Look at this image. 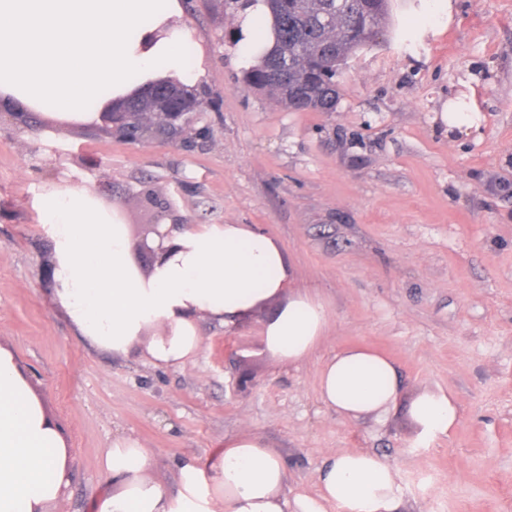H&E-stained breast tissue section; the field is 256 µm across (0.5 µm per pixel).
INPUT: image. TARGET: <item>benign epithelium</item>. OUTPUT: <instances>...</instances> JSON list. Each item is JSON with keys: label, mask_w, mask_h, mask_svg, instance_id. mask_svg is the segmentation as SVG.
I'll use <instances>...</instances> for the list:
<instances>
[{"label": "benign epithelium", "mask_w": 512, "mask_h": 512, "mask_svg": "<svg viewBox=\"0 0 512 512\" xmlns=\"http://www.w3.org/2000/svg\"><path fill=\"white\" fill-rule=\"evenodd\" d=\"M203 104L195 106L192 112H181L173 108L168 112H102L99 121L113 135L131 144L162 139L191 146L196 140L207 136V129L195 128L197 113L202 111ZM162 223L157 221L147 225L142 238L136 243V250L156 262L158 255L149 244L148 236L160 234Z\"/></svg>", "instance_id": "benign-epithelium-1"}]
</instances>
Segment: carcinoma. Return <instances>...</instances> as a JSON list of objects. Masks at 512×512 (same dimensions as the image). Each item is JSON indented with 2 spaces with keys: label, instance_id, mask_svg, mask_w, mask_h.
Here are the masks:
<instances>
[{
  "label": "carcinoma",
  "instance_id": "cac0c4a2",
  "mask_svg": "<svg viewBox=\"0 0 512 512\" xmlns=\"http://www.w3.org/2000/svg\"><path fill=\"white\" fill-rule=\"evenodd\" d=\"M274 48L243 76L245 86L269 92L294 112H334L338 67L374 43L384 30L390 0H267ZM185 104L182 91L159 88L132 107L157 111L165 100Z\"/></svg>",
  "mask_w": 512,
  "mask_h": 512
}]
</instances>
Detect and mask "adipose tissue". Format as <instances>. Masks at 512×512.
<instances>
[{"label":"adipose tissue","mask_w":512,"mask_h":512,"mask_svg":"<svg viewBox=\"0 0 512 512\" xmlns=\"http://www.w3.org/2000/svg\"><path fill=\"white\" fill-rule=\"evenodd\" d=\"M183 0H0V102L66 123L90 124L138 90L172 79L195 86L204 52L184 24ZM245 67L272 48L265 0L238 13ZM39 222L53 242L58 305L80 336L124 357L179 368L202 346L197 318L233 327L273 306L263 323L267 351L280 363L304 361L326 336L324 304L293 291L284 247L248 224H195L154 239L159 259L139 265L128 227L88 189H51L38 199ZM401 393L396 363L366 347L330 356L317 395L337 415L382 420ZM424 438L458 420L454 397L426 392L410 405ZM155 453L116 438L105 465L112 485L91 512H398L397 470L364 450L332 454L319 472L317 496L288 495L280 452L244 431L215 458L178 463V487L150 477ZM70 452L12 348L0 344V512H48L68 483Z\"/></svg>","instance_id":"1"}]
</instances>
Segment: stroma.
<instances>
[{
  "label": "stroma",
  "mask_w": 512,
  "mask_h": 512,
  "mask_svg": "<svg viewBox=\"0 0 512 512\" xmlns=\"http://www.w3.org/2000/svg\"><path fill=\"white\" fill-rule=\"evenodd\" d=\"M238 5L186 0L206 55V139L133 145L96 124L0 110V342L20 357L71 450L50 512H90L110 486L118 436L153 449V478L207 458L243 430L283 454L291 493L316 495L339 449L398 470L402 512H512V0H392L376 45L336 76L332 112H293L242 82ZM470 118L446 131L448 102ZM81 186L116 207L130 235L158 205L186 224H253L286 249L292 288L329 314L322 346L296 366L266 351L267 311L231 329L198 320L181 368L92 346L50 291L51 239L38 196ZM361 345L398 366L401 398L381 422L337 416L318 372ZM454 396L459 419L423 439L421 393Z\"/></svg>",
  "instance_id": "35a3bbf8"
}]
</instances>
